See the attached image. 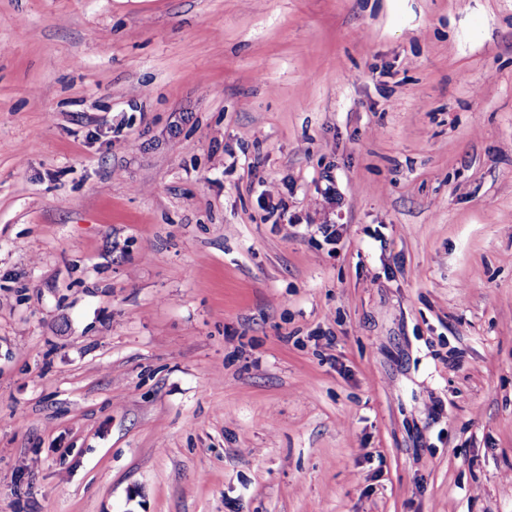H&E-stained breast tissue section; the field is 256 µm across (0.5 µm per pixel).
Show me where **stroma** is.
<instances>
[{
	"mask_svg": "<svg viewBox=\"0 0 512 512\" xmlns=\"http://www.w3.org/2000/svg\"><path fill=\"white\" fill-rule=\"evenodd\" d=\"M0 512H512V0H0Z\"/></svg>",
	"mask_w": 512,
	"mask_h": 512,
	"instance_id": "35a3bbf8",
	"label": "stroma"
}]
</instances>
